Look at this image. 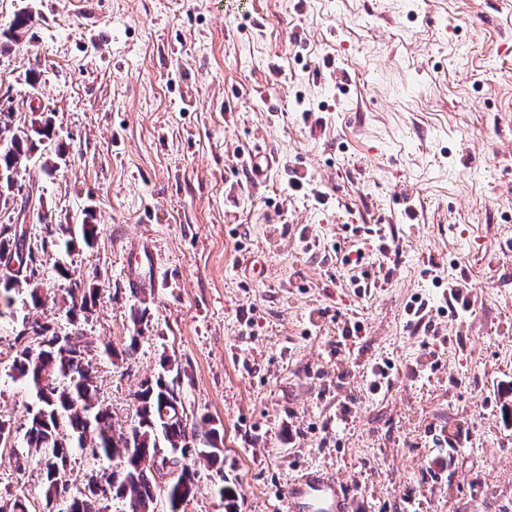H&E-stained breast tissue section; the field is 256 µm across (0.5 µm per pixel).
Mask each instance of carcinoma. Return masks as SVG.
<instances>
[{
  "instance_id": "obj_1",
  "label": "carcinoma",
  "mask_w": 512,
  "mask_h": 512,
  "mask_svg": "<svg viewBox=\"0 0 512 512\" xmlns=\"http://www.w3.org/2000/svg\"><path fill=\"white\" fill-rule=\"evenodd\" d=\"M12 113L0 111V202L15 197V175L27 168L43 142L51 140V116L32 121L26 130L12 126ZM24 250L23 234L15 225L0 227V264L9 263ZM24 267L9 276H0V317L11 308L10 293L27 286L32 308L42 305L36 260L25 254ZM69 282L65 289L73 317H87L96 304L93 288H83L71 280L69 271L59 270ZM56 331L47 323L34 320L17 335L18 346L11 364L12 376L27 383L35 395L29 410L25 434L27 447L40 455L44 464L43 495L57 512H104L100 501L107 495L125 503V512H154L155 490L152 470L166 464L162 449L168 448L172 464L181 466L177 478L167 489L169 512L180 509L195 490L197 472L180 459L197 454L211 463L220 461L219 430L202 418L188 425L185 409L174 382L168 380L173 368H163L157 376L144 380L134 393L136 419L124 432H116L112 415L97 407L98 385L85 360L88 341L80 331L73 333L68 348L56 346ZM200 447H195V444ZM86 451L94 458L116 463L104 481L77 496L69 494L65 479L73 449Z\"/></svg>"
}]
</instances>
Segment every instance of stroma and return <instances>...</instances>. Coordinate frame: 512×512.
Wrapping results in <instances>:
<instances>
[{"instance_id":"35a3bbf8","label":"stroma","mask_w":512,"mask_h":512,"mask_svg":"<svg viewBox=\"0 0 512 512\" xmlns=\"http://www.w3.org/2000/svg\"><path fill=\"white\" fill-rule=\"evenodd\" d=\"M22 12L0 107L17 127L51 115L63 154L18 174L28 206H0L44 300L0 317V502L48 512L41 466L15 464L34 395L10 367L36 315L91 340L116 427L178 365L224 451L220 474L188 456L184 512H224V479L238 512H286L312 466L351 512H512V0H0V33ZM248 152L275 158L260 181ZM86 221L93 247L52 246L48 226ZM137 240L164 276L144 295L125 282ZM60 265L98 290L86 319Z\"/></svg>"}]
</instances>
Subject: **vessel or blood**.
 Instances as JSON below:
<instances>
[{
    "instance_id": "obj_1",
    "label": "vessel or blood",
    "mask_w": 512,
    "mask_h": 512,
    "mask_svg": "<svg viewBox=\"0 0 512 512\" xmlns=\"http://www.w3.org/2000/svg\"><path fill=\"white\" fill-rule=\"evenodd\" d=\"M157 275L158 268L148 245L135 244L128 263V286L147 287ZM287 503L289 512H350L343 482L323 469L306 471L294 479L287 489Z\"/></svg>"
}]
</instances>
